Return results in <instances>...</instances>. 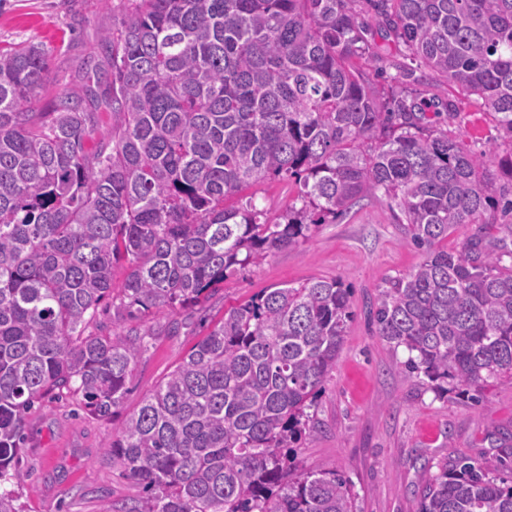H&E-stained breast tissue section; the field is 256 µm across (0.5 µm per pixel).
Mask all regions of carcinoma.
Masks as SVG:
<instances>
[{"instance_id":"obj_1","label":"carcinoma","mask_w":512,"mask_h":512,"mask_svg":"<svg viewBox=\"0 0 512 512\" xmlns=\"http://www.w3.org/2000/svg\"><path fill=\"white\" fill-rule=\"evenodd\" d=\"M404 56L476 96L512 149V0H131L102 45L109 139L69 98L27 105L39 45L0 47V482L17 480L26 411L78 392L120 407L143 338L92 334L126 263L112 325L171 315L231 273L384 198L424 258L378 290L376 335L408 352L401 377L477 405L512 382V250L486 239L512 198L486 153L380 86L366 13ZM279 178L296 202L269 217L244 191ZM458 224L475 232L439 247ZM352 311L342 282L266 288L199 341L106 448L148 492L134 512H354L346 479L300 470L293 445L336 368ZM502 461L448 453L421 466L420 512H512Z\"/></svg>"}]
</instances>
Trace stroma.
<instances>
[{
  "label": "stroma",
  "mask_w": 512,
  "mask_h": 512,
  "mask_svg": "<svg viewBox=\"0 0 512 512\" xmlns=\"http://www.w3.org/2000/svg\"><path fill=\"white\" fill-rule=\"evenodd\" d=\"M127 8L128 0H0V46L35 43L48 54L49 71L30 111H49L67 93L93 90L94 99L86 103L97 129L85 143L90 151L112 128L110 78L99 34L119 27ZM407 87L412 99L433 101L437 127H449L471 149L486 152L490 169L499 171L508 151L495 145L493 123L473 98H461L451 121L442 111L447 84L417 69ZM422 258L406 243L385 200L363 201L346 217L320 225L306 243L226 277L195 309L138 321L144 345L117 416L136 411L225 311L266 288L339 279L352 290L355 316L318 401L320 428L300 442L298 465L341 473L357 512H419L421 464L437 466L452 451L493 455L511 466L512 447H497L494 438L500 431L512 432V383L489 388L476 407L451 394L437 396L418 381L403 380L396 365L407 360V351L376 336L367 319L379 288L408 275ZM112 429L111 418L85 410L76 395L28 411L18 462L23 478L11 484L22 512H100L106 500L114 512L141 505L142 485L104 457Z\"/></svg>",
  "instance_id": "35a3bbf8"
}]
</instances>
